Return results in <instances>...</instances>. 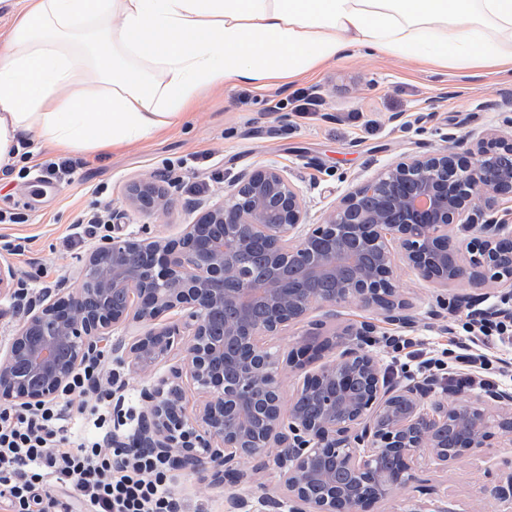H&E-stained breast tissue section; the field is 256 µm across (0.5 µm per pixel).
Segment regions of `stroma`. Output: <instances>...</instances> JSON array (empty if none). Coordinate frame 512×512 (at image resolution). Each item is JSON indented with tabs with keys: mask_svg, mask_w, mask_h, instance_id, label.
Returning a JSON list of instances; mask_svg holds the SVG:
<instances>
[{
	"mask_svg": "<svg viewBox=\"0 0 512 512\" xmlns=\"http://www.w3.org/2000/svg\"><path fill=\"white\" fill-rule=\"evenodd\" d=\"M307 90L322 103L319 111L294 112L293 96ZM512 118V72L486 68H438L372 51L326 64L308 77L265 86L241 84L202 95L187 119L152 139L129 147L73 154L71 174L40 187L30 171L63 153L36 142L26 145L20 164L0 169V209L17 214L16 224H0V259L11 263L29 299L46 291L71 289L90 255L73 246L76 220L97 213L112 222L116 235L175 238L196 217L201 203L222 201L234 180L262 166H276L303 192L311 222H320L352 188L386 167L424 152L451 150L466 156L468 134L503 126ZM165 191L163 208L144 214L125 200L127 186L140 178ZM206 191L197 196L194 185ZM25 243L24 256L13 255ZM398 288L410 300L418 324L413 336L425 348L446 343L459 327L462 308L450 307L454 292L425 280L397 262ZM374 312L347 305L336 313L314 309L303 321L269 339L271 350L286 352L312 324L323 333L375 320ZM511 448L494 449L475 461L442 470L422 462L414 488L378 503L374 512H409L416 492L448 501L449 512H495L481 490L493 482ZM172 482L190 512H228L231 494L245 497L252 512H275L271 497L286 499L277 469L267 465L254 482L235 487L212 483L209 473L174 472Z\"/></svg>",
	"mask_w": 512,
	"mask_h": 512,
	"instance_id": "stroma-1",
	"label": "stroma"
}]
</instances>
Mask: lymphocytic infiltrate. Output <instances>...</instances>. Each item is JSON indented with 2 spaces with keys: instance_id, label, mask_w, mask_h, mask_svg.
Here are the masks:
<instances>
[{
  "instance_id": "obj_1",
  "label": "lymphocytic infiltrate",
  "mask_w": 512,
  "mask_h": 512,
  "mask_svg": "<svg viewBox=\"0 0 512 512\" xmlns=\"http://www.w3.org/2000/svg\"><path fill=\"white\" fill-rule=\"evenodd\" d=\"M465 343L447 358L423 357L416 340L383 337L418 373H447L465 389H486L491 376L512 377L495 357L512 353V320L464 327ZM107 354L74 372L60 399L34 408H0V512H184L166 458L130 447L112 421Z\"/></svg>"
}]
</instances>
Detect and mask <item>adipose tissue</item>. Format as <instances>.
Instances as JSON below:
<instances>
[{
    "label": "adipose tissue",
    "instance_id": "adipose-tissue-1",
    "mask_svg": "<svg viewBox=\"0 0 512 512\" xmlns=\"http://www.w3.org/2000/svg\"><path fill=\"white\" fill-rule=\"evenodd\" d=\"M0 166L24 140L132 144L202 93L291 79L352 49L512 68V0H7Z\"/></svg>",
    "mask_w": 512,
    "mask_h": 512
}]
</instances>
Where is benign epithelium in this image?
<instances>
[{"label": "benign epithelium", "instance_id": "7a95c632", "mask_svg": "<svg viewBox=\"0 0 512 512\" xmlns=\"http://www.w3.org/2000/svg\"><path fill=\"white\" fill-rule=\"evenodd\" d=\"M472 166L452 151L418 154L348 191L321 223L307 229L302 191L275 166L243 174L225 200L203 208L180 237L114 236L96 247L79 287L27 305L0 347V401L22 407L58 396L75 368L104 346L112 361L141 372L186 356L142 389L130 436L176 470L211 473V481L246 480L241 460L273 463L288 490V512H369L418 481L427 453L446 469L463 458L512 446V393L490 391L448 404L432 397L437 379L397 383L363 344L377 333L363 321L332 339L309 331L286 359L265 339L311 310L356 304L410 330L416 317L393 285V245L426 280L446 288L512 283V222L495 210L512 198V141L493 129L470 142ZM145 214L164 205L151 179L127 189ZM16 273L0 261V295ZM263 315L254 314L256 305ZM175 313L178 319L159 323ZM131 322L147 330L112 340ZM336 358L321 361L328 349ZM299 374L283 411L284 367ZM202 394L189 407L184 384ZM320 399L311 418L297 404ZM453 428L450 448L443 429ZM395 454L400 470L383 481L378 460ZM322 484L328 494L313 488ZM482 494L512 512V464Z\"/></svg>", "mask_w": 512, "mask_h": 512}]
</instances>
